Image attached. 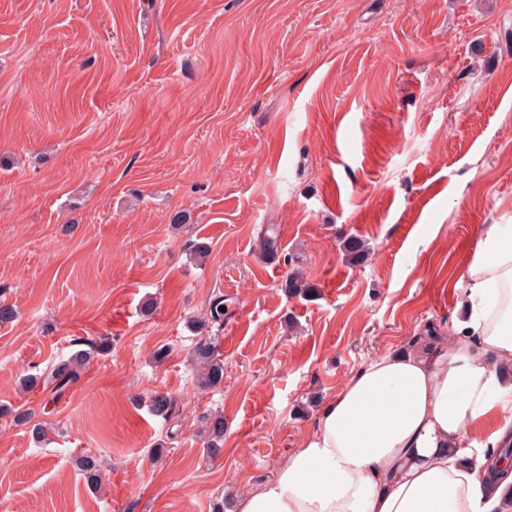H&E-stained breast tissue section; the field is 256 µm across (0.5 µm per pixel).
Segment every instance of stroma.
Wrapping results in <instances>:
<instances>
[{"mask_svg":"<svg viewBox=\"0 0 512 512\" xmlns=\"http://www.w3.org/2000/svg\"><path fill=\"white\" fill-rule=\"evenodd\" d=\"M0 158V512H235L362 367L466 320L476 243L512 225V0H0ZM80 339L110 349L63 396L22 388ZM193 359L199 369L201 389L217 388L224 382V359L210 336L199 339L193 348ZM207 441L206 453L210 456H217L224 446V415L209 414L204 418L203 427Z\"/></svg>","mask_w":512,"mask_h":512,"instance_id":"1","label":"stroma"}]
</instances>
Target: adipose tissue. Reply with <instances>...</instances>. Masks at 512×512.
<instances>
[{
    "mask_svg": "<svg viewBox=\"0 0 512 512\" xmlns=\"http://www.w3.org/2000/svg\"><path fill=\"white\" fill-rule=\"evenodd\" d=\"M463 278L468 319L447 351L361 368L236 512H512V470L489 485L472 448L512 444V227L486 230Z\"/></svg>",
    "mask_w": 512,
    "mask_h": 512,
    "instance_id": "1",
    "label": "adipose tissue"
}]
</instances>
